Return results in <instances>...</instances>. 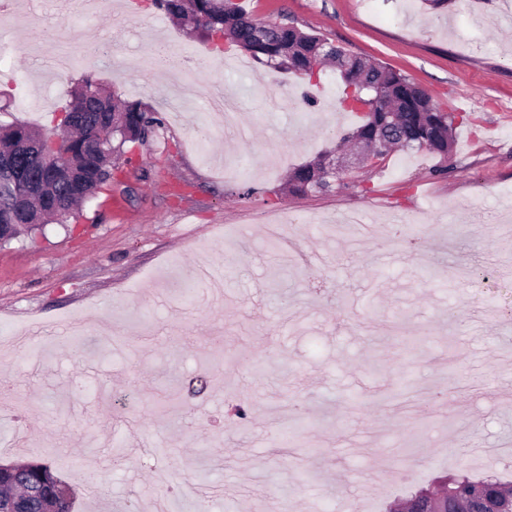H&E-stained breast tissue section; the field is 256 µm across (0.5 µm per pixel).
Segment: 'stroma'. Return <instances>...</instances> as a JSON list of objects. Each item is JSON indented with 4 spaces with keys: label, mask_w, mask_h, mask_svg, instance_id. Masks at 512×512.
Listing matches in <instances>:
<instances>
[{
    "label": "stroma",
    "mask_w": 512,
    "mask_h": 512,
    "mask_svg": "<svg viewBox=\"0 0 512 512\" xmlns=\"http://www.w3.org/2000/svg\"><path fill=\"white\" fill-rule=\"evenodd\" d=\"M129 2L13 0L0 23L1 122L53 128L85 76L162 118L76 230L0 244V463H52L78 512H355L382 473L379 508L470 470L440 456L452 437L511 446L512 0H238L475 117L448 154L300 195L289 173L354 122L336 82L305 106L301 77L150 0L114 30ZM70 48V69L41 66ZM175 49L205 60L196 82Z\"/></svg>",
    "instance_id": "1"
}]
</instances>
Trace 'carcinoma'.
Segmentation results:
<instances>
[{
    "instance_id": "carcinoma-1",
    "label": "carcinoma",
    "mask_w": 512,
    "mask_h": 512,
    "mask_svg": "<svg viewBox=\"0 0 512 512\" xmlns=\"http://www.w3.org/2000/svg\"><path fill=\"white\" fill-rule=\"evenodd\" d=\"M152 5L180 26H191L209 40L231 36L230 45L250 54L276 72L299 74L313 61L336 68L341 79L337 108L344 106L347 88L363 82L366 108L352 109L355 126L336 133V148L356 139L368 141L374 155L393 149H426L441 154L453 142L455 127L469 116L442 109L408 76L352 54L328 37L301 28L256 18L229 0H151ZM264 24L267 34L257 38ZM66 117L44 132L26 124H0V227L12 238L57 221L55 209L43 203L36 184L44 169L57 170L53 189L65 221H78L79 205L112 185L115 160L129 143L143 144L161 119L135 102H118L89 77L79 79L62 108ZM326 155L294 169L288 191L325 193L336 188V177L323 166ZM22 483L43 487L64 512H72L73 489L48 462L25 461L0 473V496L14 493ZM459 496L493 501L496 512H512V482L497 475H461L448 483Z\"/></svg>"
}]
</instances>
